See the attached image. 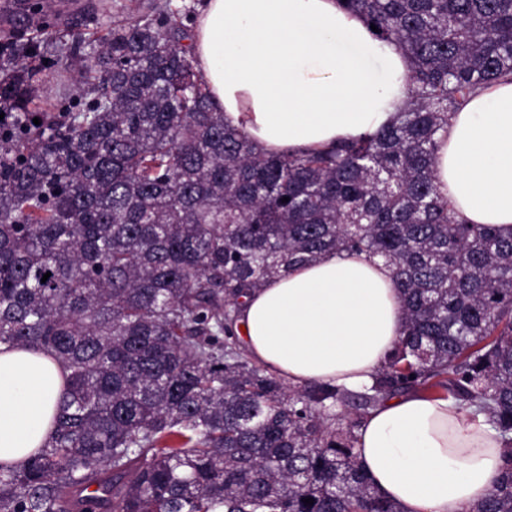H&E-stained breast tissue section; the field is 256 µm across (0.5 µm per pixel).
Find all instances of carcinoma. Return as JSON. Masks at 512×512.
<instances>
[{"label":"carcinoma","instance_id":"carcinoma-1","mask_svg":"<svg viewBox=\"0 0 512 512\" xmlns=\"http://www.w3.org/2000/svg\"><path fill=\"white\" fill-rule=\"evenodd\" d=\"M342 2L408 53V97L314 153L224 125L160 0L100 40H0L18 115L28 58L81 59L92 94L71 97L66 66L63 119L0 127V344L66 372L54 432L0 463V512H400L355 429L409 391L485 417L505 470L471 512H512V233L458 219L436 178L451 116L512 81V0ZM344 252L391 268L404 336L363 391L287 388L236 336L240 300Z\"/></svg>","mask_w":512,"mask_h":512}]
</instances>
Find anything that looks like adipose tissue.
Listing matches in <instances>:
<instances>
[{
	"mask_svg": "<svg viewBox=\"0 0 512 512\" xmlns=\"http://www.w3.org/2000/svg\"><path fill=\"white\" fill-rule=\"evenodd\" d=\"M196 68L227 125L269 153H305L390 123L410 59L338 0H202ZM440 192L471 224L512 230V82L473 95L436 161ZM235 331L288 385L369 387L404 332L390 269L366 254L289 270L244 299ZM61 367L0 346V462L34 453L53 429ZM357 459L401 512H468L500 483L504 449L483 416L448 399L393 397L357 430Z\"/></svg>",
	"mask_w": 512,
	"mask_h": 512,
	"instance_id": "adipose-tissue-1",
	"label": "adipose tissue"
}]
</instances>
